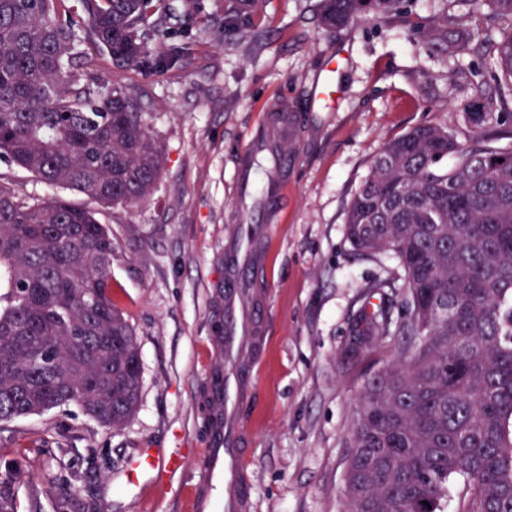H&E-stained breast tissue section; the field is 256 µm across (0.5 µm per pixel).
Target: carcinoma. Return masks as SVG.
<instances>
[{
  "mask_svg": "<svg viewBox=\"0 0 512 512\" xmlns=\"http://www.w3.org/2000/svg\"><path fill=\"white\" fill-rule=\"evenodd\" d=\"M79 2L81 29L61 20L64 0H0V158L102 207L134 204L158 186L163 150L136 94L79 70V45L119 70L157 69L168 6ZM263 2L237 0L224 20ZM399 2L322 0V21L339 28ZM482 2L504 25L489 55L512 83V0ZM427 36L450 55L471 50L446 19ZM465 119L477 129L464 142L440 124L387 141L347 205L353 250L396 261L406 288V314L367 301L351 331L400 336L407 359L360 395L346 512H443L455 477L463 512H512V148L480 130L512 122V92ZM112 253L96 211L0 178V422L76 404L119 427L136 410L141 363L112 302ZM33 353L50 359L34 366Z\"/></svg>",
  "mask_w": 512,
  "mask_h": 512,
  "instance_id": "obj_1",
  "label": "carcinoma"
}]
</instances>
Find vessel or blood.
Instances as JSON below:
<instances>
[{"label":"vessel or blood","instance_id":"obj_1","mask_svg":"<svg viewBox=\"0 0 512 512\" xmlns=\"http://www.w3.org/2000/svg\"><path fill=\"white\" fill-rule=\"evenodd\" d=\"M298 123L299 116L287 101L273 105L270 125L281 145L294 143ZM283 194V182H275L267 191L262 223L224 240L226 274L218 307L221 360L208 375L214 406L211 440L205 452V478L195 488L192 512H249L251 508V479L242 466L246 438L238 420L248 388L239 375L238 363L258 341V314L253 309L251 288V273L259 261L255 240L270 232ZM175 466L174 460L163 461L144 451L134 460L129 474L134 478L153 476Z\"/></svg>","mask_w":512,"mask_h":512}]
</instances>
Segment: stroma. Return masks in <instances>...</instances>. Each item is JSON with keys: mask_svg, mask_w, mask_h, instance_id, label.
Returning a JSON list of instances; mask_svg holds the SVG:
<instances>
[{"mask_svg": "<svg viewBox=\"0 0 512 512\" xmlns=\"http://www.w3.org/2000/svg\"><path fill=\"white\" fill-rule=\"evenodd\" d=\"M184 2L168 0L180 31L161 50L173 67L123 72L93 53L83 62L102 86L140 93L165 154L152 196L99 209L88 195L48 186L0 158V178L20 194L97 209L111 229L112 300L134 331L142 368L138 408L122 426H103L76 405L0 424V481L11 487L14 512H189L209 445L207 373L218 353L210 299L224 284V239L263 208L258 186L241 190L237 161L276 100L300 113L302 135L254 279L264 336L241 366L252 389L240 409L250 512H344L357 400L369 377L399 360L402 345L389 336L370 353L349 352L353 314L395 263L354 254L347 204L388 140L424 124L466 140L471 82L498 95L485 46L501 28L475 0H403L397 12L330 31L321 0H265L229 32L231 0H197L190 21ZM443 16L471 32L478 52L451 57L422 39ZM331 54L343 60L336 98L308 111L302 93ZM404 294L398 287L369 295L397 312ZM145 449L182 466L128 483L127 469Z\"/></svg>", "mask_w": 512, "mask_h": 512, "instance_id": "obj_1", "label": "stroma"}]
</instances>
